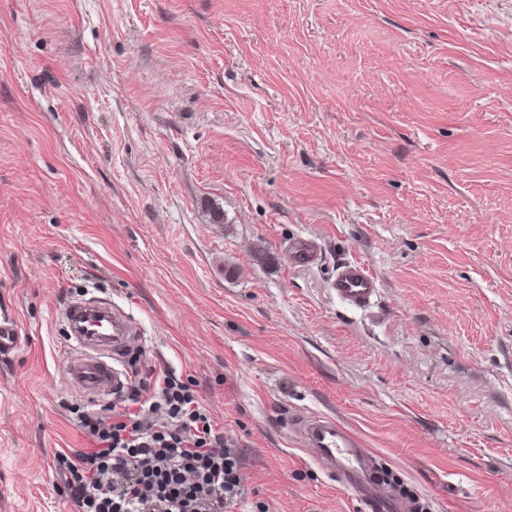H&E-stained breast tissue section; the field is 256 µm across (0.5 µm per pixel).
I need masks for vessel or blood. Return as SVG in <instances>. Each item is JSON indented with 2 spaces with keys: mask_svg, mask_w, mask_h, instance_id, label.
<instances>
[{
  "mask_svg": "<svg viewBox=\"0 0 512 512\" xmlns=\"http://www.w3.org/2000/svg\"><path fill=\"white\" fill-rule=\"evenodd\" d=\"M288 254L300 266L318 260L315 244L306 238L293 242ZM332 288L348 305L364 308L377 295L379 281L361 263L347 262L338 268ZM59 320L67 344L63 385L100 402L123 392L127 375L120 362L138 338V324L115 305L83 301L65 305ZM301 437L311 460L338 475L342 487L367 512H408L406 503L378 478L372 450L353 430L334 420L313 417L302 425Z\"/></svg>",
  "mask_w": 512,
  "mask_h": 512,
  "instance_id": "vessel-or-blood-1",
  "label": "vessel or blood"
}]
</instances>
